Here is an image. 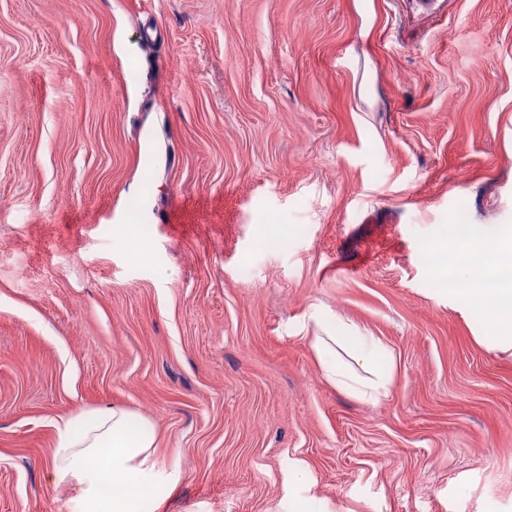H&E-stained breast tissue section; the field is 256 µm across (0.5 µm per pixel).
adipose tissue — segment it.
I'll use <instances>...</instances> for the list:
<instances>
[{
  "label": "adipose tissue",
  "instance_id": "obj_1",
  "mask_svg": "<svg viewBox=\"0 0 512 512\" xmlns=\"http://www.w3.org/2000/svg\"><path fill=\"white\" fill-rule=\"evenodd\" d=\"M460 243L448 250L451 272L474 283L471 304L484 314L491 340L511 345L512 238L490 239L468 225ZM484 282L496 284L501 303L485 301ZM313 318L321 330L314 349L327 379L358 400H377L391 381L392 353L335 315L318 310ZM154 445L153 430L129 410H81L58 427L49 478L77 484L81 512H140L155 491Z\"/></svg>",
  "mask_w": 512,
  "mask_h": 512
}]
</instances>
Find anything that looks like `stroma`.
<instances>
[{"instance_id": "35a3bbf8", "label": "stroma", "mask_w": 512, "mask_h": 512, "mask_svg": "<svg viewBox=\"0 0 512 512\" xmlns=\"http://www.w3.org/2000/svg\"><path fill=\"white\" fill-rule=\"evenodd\" d=\"M439 2L0 0V512H79L56 425L112 406L176 474L142 512H512V349L428 258L512 231V0ZM312 317L327 335L314 338L327 379L360 401L377 400L391 381L392 353L373 336L364 335L336 315L316 310Z\"/></svg>"}]
</instances>
